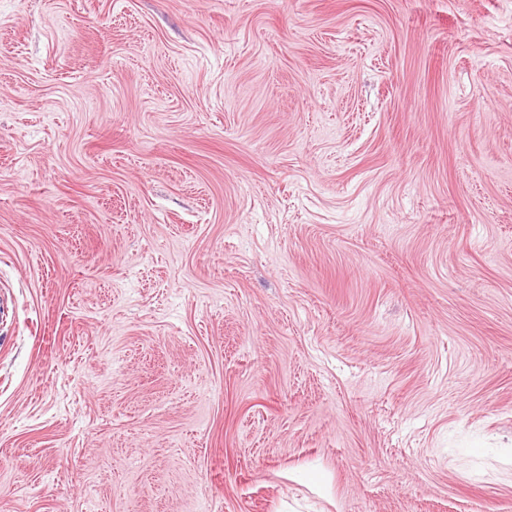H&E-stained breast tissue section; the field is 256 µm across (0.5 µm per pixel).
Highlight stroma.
I'll list each match as a JSON object with an SVG mask.
<instances>
[{
  "label": "stroma",
  "mask_w": 512,
  "mask_h": 512,
  "mask_svg": "<svg viewBox=\"0 0 512 512\" xmlns=\"http://www.w3.org/2000/svg\"><path fill=\"white\" fill-rule=\"evenodd\" d=\"M0 512H512V0H0Z\"/></svg>",
  "instance_id": "stroma-1"
}]
</instances>
